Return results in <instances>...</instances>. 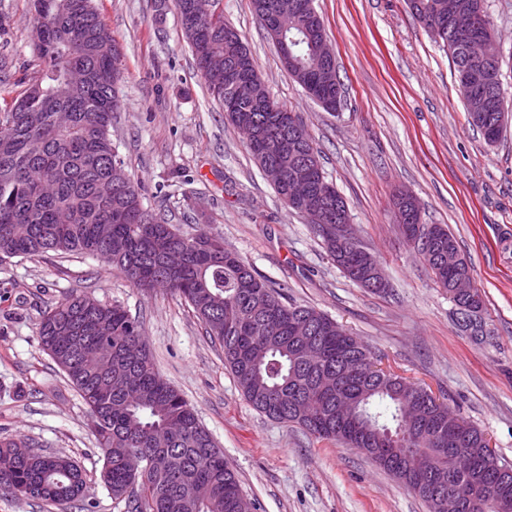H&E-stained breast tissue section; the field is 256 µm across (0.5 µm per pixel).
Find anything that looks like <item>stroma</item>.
Here are the masks:
<instances>
[{
    "mask_svg": "<svg viewBox=\"0 0 512 512\" xmlns=\"http://www.w3.org/2000/svg\"><path fill=\"white\" fill-rule=\"evenodd\" d=\"M512 109V0H487ZM123 50L112 140L143 203L192 234L223 235L286 301L324 312L374 360L446 402L512 464V123L490 145L468 123L453 65L407 0H315L334 49L342 102L328 112L283 70L251 0H221L271 95L296 113L344 197L360 240L389 283L378 295L346 278L306 218L289 210L197 72L173 6L94 0ZM26 0H0V110L38 76ZM412 193L421 221L441 224L473 266L491 331L460 332L448 293L400 237L393 199ZM75 291L122 304L145 327L160 374L195 408L257 512H428L371 460L257 412L190 308L146 295L99 257L55 253L0 265V438L71 456L88 475V512H126L100 479L91 417L43 352V311Z\"/></svg>",
    "mask_w": 512,
    "mask_h": 512,
    "instance_id": "stroma-1",
    "label": "stroma"
}]
</instances>
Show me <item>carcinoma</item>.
Returning <instances> with one entry per match:
<instances>
[{"mask_svg": "<svg viewBox=\"0 0 512 512\" xmlns=\"http://www.w3.org/2000/svg\"><path fill=\"white\" fill-rule=\"evenodd\" d=\"M41 22L33 42L41 74L0 112V264L49 252L95 255L144 292L163 289L179 298L224 351L248 402L265 416L296 424L346 448L368 438L383 440L390 458L381 468L397 481L406 458L420 455L431 484L463 491L489 471H506L504 512H512V466L484 452L487 439L461 419L448 431L445 458L438 460L412 441L430 440L434 427L448 425L437 406L409 412L417 385L398 375L344 376L340 358L370 354L342 325L313 307L282 300L224 238L200 231L178 232L161 213L143 206L142 188L126 172L112 143L118 112L122 54L95 49L109 29L93 0H28ZM220 0H174L197 71L213 99L227 109L224 59L248 51L244 37L224 22ZM302 0H252L265 24L268 6ZM440 0H414L423 21ZM292 30L306 40L326 35L320 16L297 12ZM456 81L473 65L501 78V60L471 63L450 54ZM469 123L481 131L500 111L493 99H464ZM256 108L250 126H238L252 146L264 136L271 157L290 131L279 115L286 107ZM63 112L64 124L29 129L25 113ZM459 250L450 233L417 253L440 287L460 270L438 263V252ZM313 323L304 341L292 332L296 317ZM38 343L65 374L92 415L95 444L103 457L101 479L117 503L131 512H243L236 473L224 460L193 407L157 371L144 340L143 323L119 303L105 304L87 293L67 296L40 318ZM85 470L66 455L44 453L22 439H0V491L42 504L83 500Z\"/></svg>", "mask_w": 512, "mask_h": 512, "instance_id": "obj_1", "label": "carcinoma"}]
</instances>
